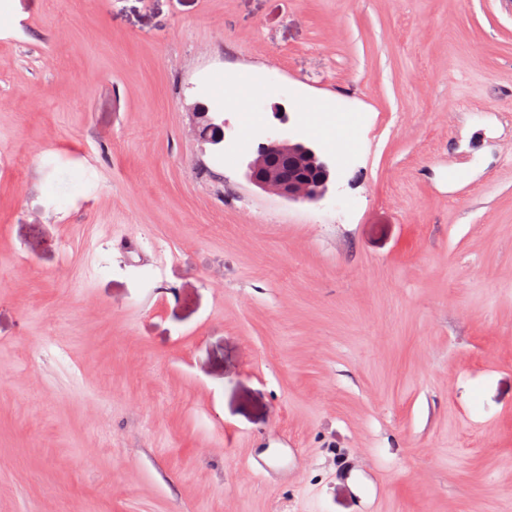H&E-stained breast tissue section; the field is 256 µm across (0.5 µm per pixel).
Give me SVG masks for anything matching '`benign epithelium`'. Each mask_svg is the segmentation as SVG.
<instances>
[{"mask_svg": "<svg viewBox=\"0 0 512 512\" xmlns=\"http://www.w3.org/2000/svg\"><path fill=\"white\" fill-rule=\"evenodd\" d=\"M192 117L194 137L216 147L224 143L226 123L220 113L197 102ZM283 159L288 161L286 173L280 165ZM246 178L260 191L289 202L318 203L336 181V167L322 144L302 139L297 131L281 129L258 144L247 162Z\"/></svg>", "mask_w": 512, "mask_h": 512, "instance_id": "7a95c632", "label": "benign epithelium"}]
</instances>
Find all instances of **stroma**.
Returning a JSON list of instances; mask_svg holds the SVG:
<instances>
[{
  "mask_svg": "<svg viewBox=\"0 0 512 512\" xmlns=\"http://www.w3.org/2000/svg\"><path fill=\"white\" fill-rule=\"evenodd\" d=\"M278 104L319 203L245 178ZM368 491L512 512V7L0 0V512ZM209 111L204 103L193 105L191 132L201 142L218 147L224 143L226 123L221 113Z\"/></svg>",
  "mask_w": 512,
  "mask_h": 512,
  "instance_id": "stroma-1",
  "label": "stroma"
}]
</instances>
